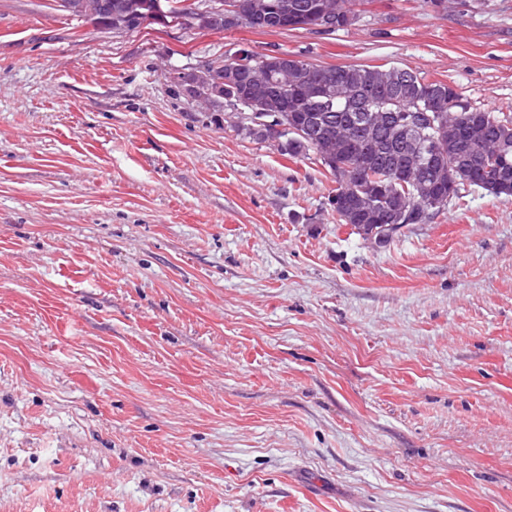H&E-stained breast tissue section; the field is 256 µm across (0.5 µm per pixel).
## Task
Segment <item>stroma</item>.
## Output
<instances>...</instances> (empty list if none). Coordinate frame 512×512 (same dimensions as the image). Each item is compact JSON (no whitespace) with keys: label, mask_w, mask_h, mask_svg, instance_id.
Here are the masks:
<instances>
[{"label":"stroma","mask_w":512,"mask_h":512,"mask_svg":"<svg viewBox=\"0 0 512 512\" xmlns=\"http://www.w3.org/2000/svg\"><path fill=\"white\" fill-rule=\"evenodd\" d=\"M231 43L512 113V0L333 35L0 0V512H512V198L364 242L175 84Z\"/></svg>","instance_id":"obj_1"}]
</instances>
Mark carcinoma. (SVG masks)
Segmentation results:
<instances>
[{
	"instance_id": "obj_1",
	"label": "carcinoma",
	"mask_w": 512,
	"mask_h": 512,
	"mask_svg": "<svg viewBox=\"0 0 512 512\" xmlns=\"http://www.w3.org/2000/svg\"><path fill=\"white\" fill-rule=\"evenodd\" d=\"M61 7L85 18L97 27L108 28L103 4L112 5V11H122L134 16L137 0H60ZM267 9L253 12L237 26L267 29L273 25L272 17L280 13L279 5L288 2L304 4L303 19L291 22L289 30L310 31L318 25L325 13H336V31H345L360 21L362 0H265ZM172 15L169 22L176 26H192L197 12L219 7H233L247 0H171ZM436 13H446L456 5L475 7L474 0H426ZM236 51L243 54L245 75L252 77V86H261L266 77L264 57H258L250 50L238 46ZM392 66L349 65L321 66L312 62L304 77L288 69L286 83L292 89L300 81L317 82L331 78L336 83V98L330 112H290L283 104L279 113L280 124L285 126L279 139L273 141L278 152L291 159H307L315 156L321 166L336 183V189L329 198L336 215V223L348 225L351 233L365 238L377 230L385 242L393 240L400 233V227H388L375 222V214L385 204L400 203L410 210L411 223L431 224L448 207L444 203L432 206L418 184L386 182L387 173L408 161V149L404 147V134L394 115L401 112H435L436 125L441 130L423 127L418 136L426 138L438 132L443 136L444 160L451 164L455 186L449 199H458L466 189H480L498 198L512 197V117L473 107L463 95L446 82L417 77L416 83L405 87L396 103L389 104L387 92L392 88L389 80ZM196 98L212 108L221 109L232 103L235 118L234 128L245 138L262 141L264 137L253 131L241 116L252 112L253 93L244 85L228 86L224 98L216 100L203 85L198 86ZM369 108L377 114L378 124L370 130L352 131L347 127L349 114ZM298 124L308 125L307 136L302 137L291 131ZM365 166L372 183L386 184L380 192L368 186L369 181L350 177L353 170Z\"/></svg>"
}]
</instances>
